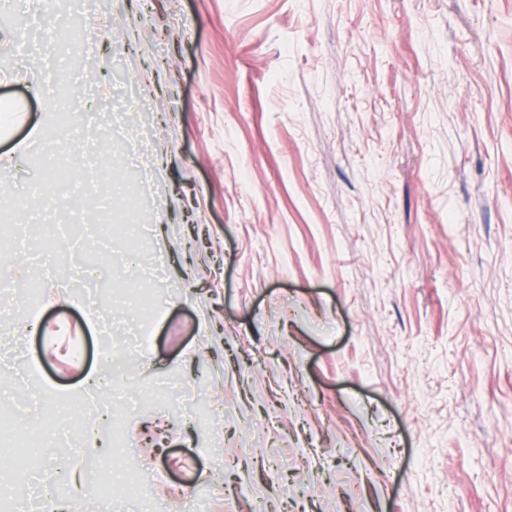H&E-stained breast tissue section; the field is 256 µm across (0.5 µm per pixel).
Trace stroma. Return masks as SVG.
<instances>
[{
	"instance_id": "1",
	"label": "stroma",
	"mask_w": 512,
	"mask_h": 512,
	"mask_svg": "<svg viewBox=\"0 0 512 512\" xmlns=\"http://www.w3.org/2000/svg\"><path fill=\"white\" fill-rule=\"evenodd\" d=\"M102 30L0 68V224L41 181L42 99L78 73L52 148L85 151L54 224L136 230L112 266L157 312L48 276L45 331L0 294V392L72 452L66 390L111 336L121 512H512V0H82ZM41 95H34V87ZM129 158L123 196L94 176ZM175 383L178 402L151 398ZM218 407L221 425L202 416Z\"/></svg>"
}]
</instances>
